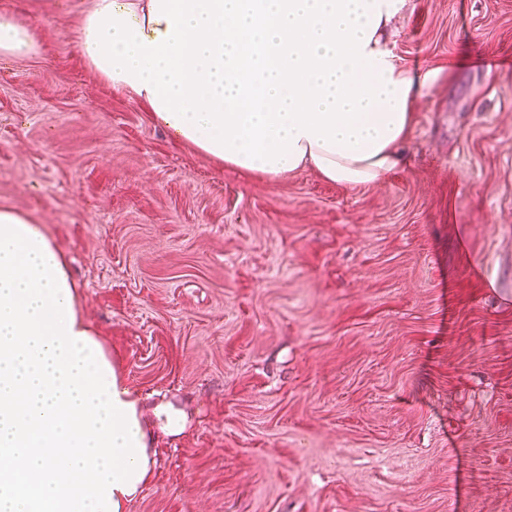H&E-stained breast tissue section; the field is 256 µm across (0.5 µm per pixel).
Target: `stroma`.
I'll return each mask as SVG.
<instances>
[{
    "instance_id": "obj_1",
    "label": "stroma",
    "mask_w": 512,
    "mask_h": 512,
    "mask_svg": "<svg viewBox=\"0 0 512 512\" xmlns=\"http://www.w3.org/2000/svg\"><path fill=\"white\" fill-rule=\"evenodd\" d=\"M90 5L0 0L37 43L0 68V205L139 394L128 512H512V0H408L392 49L438 75L354 188L176 141L80 56Z\"/></svg>"
}]
</instances>
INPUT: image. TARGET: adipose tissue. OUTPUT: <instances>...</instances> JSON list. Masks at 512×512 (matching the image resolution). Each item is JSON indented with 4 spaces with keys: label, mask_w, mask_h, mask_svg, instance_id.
Masks as SVG:
<instances>
[{
    "label": "adipose tissue",
    "mask_w": 512,
    "mask_h": 512,
    "mask_svg": "<svg viewBox=\"0 0 512 512\" xmlns=\"http://www.w3.org/2000/svg\"><path fill=\"white\" fill-rule=\"evenodd\" d=\"M407 0H94L77 47L152 121L259 180L347 187L395 171L433 69L389 34ZM0 12V54L30 56ZM152 461L138 394L80 316L68 264L0 206V512H127Z\"/></svg>",
    "instance_id": "obj_1"
}]
</instances>
